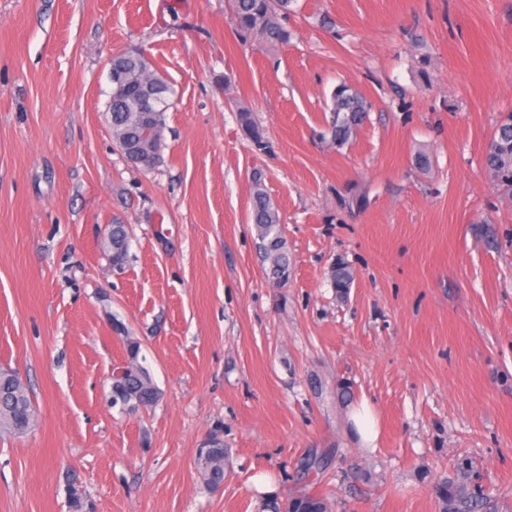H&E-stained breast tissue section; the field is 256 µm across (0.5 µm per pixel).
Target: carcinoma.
<instances>
[{
    "instance_id": "carcinoma-1",
    "label": "carcinoma",
    "mask_w": 512,
    "mask_h": 512,
    "mask_svg": "<svg viewBox=\"0 0 512 512\" xmlns=\"http://www.w3.org/2000/svg\"><path fill=\"white\" fill-rule=\"evenodd\" d=\"M295 0H230L231 20L235 33L244 44L275 47L287 43L292 32L286 25ZM112 72L120 75V86H112V137L122 152L136 151L146 143L145 132L152 129L163 137L165 112L174 104L176 91L169 80L153 71L145 56L134 50L112 55ZM372 105L361 93L347 84H339L331 94V121L321 138L336 147L347 145L362 127ZM238 121L246 139L260 152L272 149L262 126L245 107L238 108ZM484 169L502 196L512 199V112L499 118L487 144ZM251 221L267 264L266 272L277 284L288 282L290 257L277 207L269 196L262 174L252 178ZM128 231L124 224L112 225V264L120 266L126 259ZM336 294L344 299L354 282L351 265L339 258L329 269ZM140 344L126 338V363L122 373L112 377V403L133 412L152 407L162 393L149 369L140 362ZM35 422V410L23 382L8 367H0V433H28ZM229 452L224 441L210 437L199 451L198 469L204 482L215 486L224 481ZM71 512H89L85 492L72 484L68 489ZM442 512H471L478 506L479 495L464 486L460 489L444 481L437 486ZM288 512H328L327 502L317 496L302 494L292 498Z\"/></svg>"
}]
</instances>
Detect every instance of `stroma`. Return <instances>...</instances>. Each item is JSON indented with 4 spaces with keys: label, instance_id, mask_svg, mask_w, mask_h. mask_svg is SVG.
I'll return each instance as SVG.
<instances>
[{
    "label": "stroma",
    "instance_id": "obj_1",
    "mask_svg": "<svg viewBox=\"0 0 512 512\" xmlns=\"http://www.w3.org/2000/svg\"><path fill=\"white\" fill-rule=\"evenodd\" d=\"M230 15L229 0H0V366L36 411L0 434V512H70L71 475L91 512H288L304 493L329 512H439L444 478L481 487L477 512H512V200L483 170L512 111V0H297L273 50L242 45ZM125 50L178 92L149 171L107 112ZM342 82L373 110L339 149L319 134ZM257 170L293 260L283 286L249 220ZM127 336L163 393L133 414L112 406ZM363 400L369 445L349 419ZM215 432L231 458L210 488L197 455ZM238 121L246 139L260 152L268 153L272 149L262 126L252 118V113L245 107L238 108ZM112 264L121 266L126 259L128 249V231L126 225H112ZM329 279L336 294L344 299L354 282V270L348 262L339 258L330 266Z\"/></svg>",
    "mask_w": 512,
    "mask_h": 512
}]
</instances>
